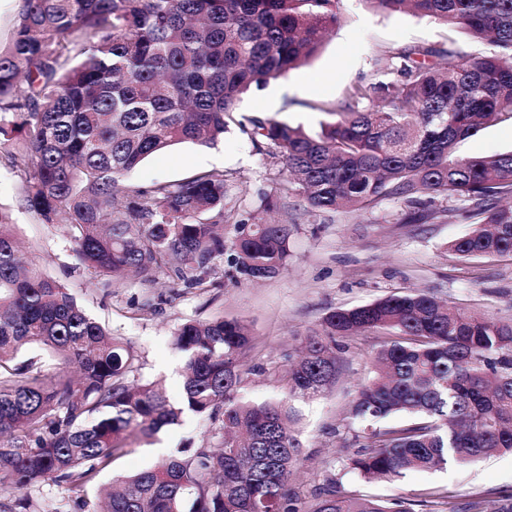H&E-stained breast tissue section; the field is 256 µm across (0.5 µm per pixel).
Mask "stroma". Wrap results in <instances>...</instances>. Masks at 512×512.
Here are the masks:
<instances>
[{"instance_id": "35a3bbf8", "label": "stroma", "mask_w": 512, "mask_h": 512, "mask_svg": "<svg viewBox=\"0 0 512 512\" xmlns=\"http://www.w3.org/2000/svg\"><path fill=\"white\" fill-rule=\"evenodd\" d=\"M338 12L340 21L316 57L270 81L263 90L245 95L215 145L172 146L146 158L124 179L127 186L148 190L198 173L223 171L227 205L245 216L270 211L272 218L291 227L288 265L273 279L238 283L223 263L204 291L184 289L163 272L152 288L133 280L110 291L101 288L79 265L65 226L40 223L23 208L19 187L25 174L10 162L12 143L0 145V206L12 214L23 253L69 288L90 318L133 347L141 358V379L158 382L171 402L181 400L185 361L173 346V334L190 319L221 315L249 325L254 342L248 362L267 369L266 374L249 377L243 387V395L252 400L281 396L283 375L296 347L335 308L424 289L468 312L512 323V257L463 260L447 249L449 241L470 229L456 212L457 202L439 197L411 206L392 199L354 214L310 213L298 198L280 191V161L242 131L241 122L257 114L318 128L329 113L342 111L352 85L393 80L384 60L410 46L429 48L440 57L451 50L467 57L492 50L490 44L470 40L439 21L382 11L364 0H339ZM314 74L322 75L321 83H309ZM510 150L511 121L484 129L460 146L466 156ZM382 339L374 330L342 339L332 391L315 400L294 401V433L303 451L290 492L305 512H310L321 488L331 480L348 493L384 502L402 500L410 512H457L462 503L473 500L482 501L485 512H496L501 500L512 497L510 454H493L470 464L451 461L442 469L409 471L395 480L369 481L345 467L360 429L349 408L356 390L370 375L371 358ZM221 442L216 424L188 412L178 424L164 428L155 444L132 441L95 484L81 490L51 483L22 492L0 488V507L7 512L25 496L30 512H52L60 505L68 512H96L113 476L134 474L159 461L156 445L173 451L216 448Z\"/></svg>"}]
</instances>
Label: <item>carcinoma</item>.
<instances>
[{
	"mask_svg": "<svg viewBox=\"0 0 512 512\" xmlns=\"http://www.w3.org/2000/svg\"><path fill=\"white\" fill-rule=\"evenodd\" d=\"M339 0H24L0 49V142L26 173L21 195L45 224L63 222L80 264L120 285L167 271L204 291L216 261L237 281L286 268L291 230L252 215L224 235V172L151 190L123 185L171 146L213 145L241 98L310 62L340 20ZM408 9L487 40L493 53L431 60L415 46L399 79L355 85L347 112L308 133L261 116L243 127L286 165L281 190L310 211L365 210L420 195L459 200L469 232L448 243L471 260L512 255V151L464 157L460 144L512 120V0H367ZM382 330L373 373L356 391L363 425L347 457L365 478L398 477L495 452L512 453V324L469 316L426 292L329 311L306 336L276 400L240 396L252 337L239 319L189 320L181 403L133 379L139 357L89 318L61 283L18 255L0 209V484L83 488L185 412L219 423L223 448L178 449L118 480L101 512H301L288 490L301 443L290 401L336 379V338ZM38 347L59 357L48 375L14 364ZM394 415L407 420L375 428ZM310 512H409L349 496L332 481Z\"/></svg>",
	"mask_w": 512,
	"mask_h": 512,
	"instance_id": "1",
	"label": "carcinoma"
}]
</instances>
